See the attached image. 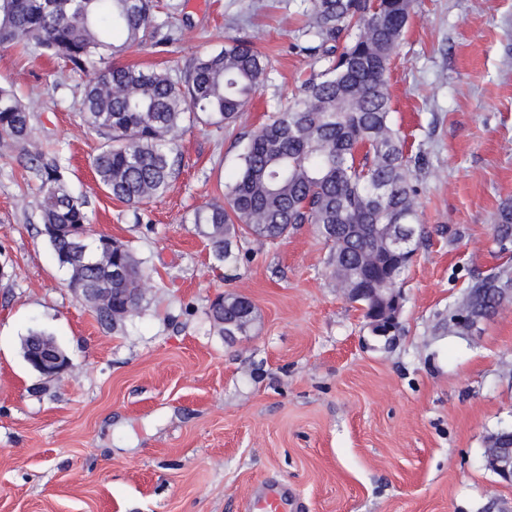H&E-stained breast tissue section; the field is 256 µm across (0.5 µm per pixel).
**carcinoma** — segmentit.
Instances as JSON below:
<instances>
[{"mask_svg": "<svg viewBox=\"0 0 512 512\" xmlns=\"http://www.w3.org/2000/svg\"><path fill=\"white\" fill-rule=\"evenodd\" d=\"M156 0H0V46L33 49L90 75L82 120L102 140L93 159L96 180L114 199L132 207L163 196L178 177L182 134L196 123L233 125L245 102L268 81L267 60L252 42L229 39L179 74L136 65L105 64L173 30L159 17ZM412 0H311L305 10V50L334 58L306 80L287 109L254 131L239 155L222 201L207 202L194 224L217 259L233 238L274 242L312 224L330 245V275L350 288H400L402 275L423 239L418 228L412 159L393 127L385 73L410 16ZM349 27L355 39L341 46ZM31 107L0 87V149L31 138ZM41 233L68 282L97 288L96 315L106 327L137 312L149 277L126 244L107 235L89 242L84 201L66 188L55 158L40 154ZM402 224L412 239L393 250L386 230ZM501 248L512 243V206L501 208L493 228ZM512 277L492 273L472 283L448 315V333L464 335L466 314L489 315ZM242 296L226 294L208 318L224 336H246L257 310L238 314Z\"/></svg>", "mask_w": 512, "mask_h": 512, "instance_id": "carcinoma-1", "label": "carcinoma"}]
</instances>
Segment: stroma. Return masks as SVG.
Segmentation results:
<instances>
[{"label": "stroma", "instance_id": "stroma-1", "mask_svg": "<svg viewBox=\"0 0 512 512\" xmlns=\"http://www.w3.org/2000/svg\"><path fill=\"white\" fill-rule=\"evenodd\" d=\"M181 29L121 56L177 73L228 38L269 61L235 126L181 138V173L137 208L97 183L100 138L81 119V80L61 61L0 47V85L37 102L25 147L0 153V512H245L265 486L288 512H487L512 503L481 463L512 423V295L474 334L448 314L475 278L512 272L493 225L512 204V0H414L388 66L392 122L416 156L426 235L403 275L394 342L372 333L328 276L309 224L216 259L195 209L224 196L247 137L324 69L299 29L309 0H162ZM57 157L93 235L136 252L154 284L114 329L66 286L40 232L30 156ZM249 297L256 331L211 325L221 294ZM71 367L47 378L24 360L28 328Z\"/></svg>", "mask_w": 512, "mask_h": 512}]
</instances>
